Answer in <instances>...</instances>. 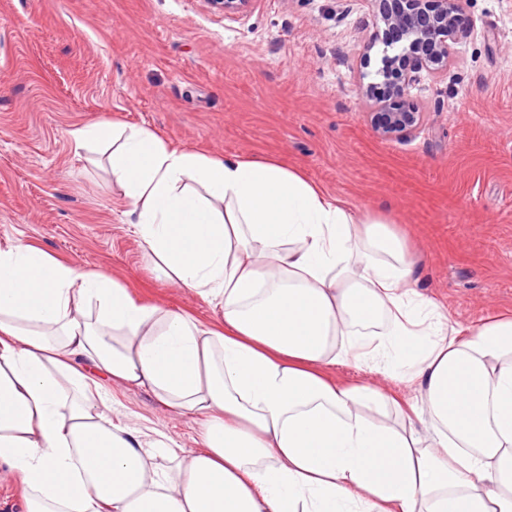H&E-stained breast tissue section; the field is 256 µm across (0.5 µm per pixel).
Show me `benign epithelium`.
Listing matches in <instances>:
<instances>
[{
    "label": "benign epithelium",
    "mask_w": 512,
    "mask_h": 512,
    "mask_svg": "<svg viewBox=\"0 0 512 512\" xmlns=\"http://www.w3.org/2000/svg\"><path fill=\"white\" fill-rule=\"evenodd\" d=\"M208 8L226 17L247 12L251 0H204ZM375 25L360 66L371 64V51L383 45L380 66L359 94L369 107L367 116L381 139L404 138L417 132L423 113L408 98L421 71L448 70L452 45L468 25L466 0H369Z\"/></svg>",
    "instance_id": "1"
}]
</instances>
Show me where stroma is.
Wrapping results in <instances>:
<instances>
[{"label":"stroma","mask_w":512,"mask_h":512,"mask_svg":"<svg viewBox=\"0 0 512 512\" xmlns=\"http://www.w3.org/2000/svg\"><path fill=\"white\" fill-rule=\"evenodd\" d=\"M447 72L409 95L413 135L377 138L358 95L367 0H0V247L23 243L197 319L207 303L154 270L105 154L68 132L116 117L215 157L301 169L353 210L384 212L451 322L512 313V0H466ZM113 420L176 444L199 424L107 385Z\"/></svg>","instance_id":"35a3bbf8"}]
</instances>
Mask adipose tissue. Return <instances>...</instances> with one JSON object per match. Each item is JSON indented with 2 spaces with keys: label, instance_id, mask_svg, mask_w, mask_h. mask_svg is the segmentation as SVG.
I'll return each mask as SVG.
<instances>
[{
  "label": "adipose tissue",
  "instance_id": "1",
  "mask_svg": "<svg viewBox=\"0 0 512 512\" xmlns=\"http://www.w3.org/2000/svg\"><path fill=\"white\" fill-rule=\"evenodd\" d=\"M69 136L111 146L146 255L221 319L0 248V476L26 512H512V315L449 324L392 222L301 170L120 120ZM107 382L199 419L200 448L113 422ZM330 373L345 383L376 385L392 392H400L402 388L398 379L378 373L372 365H358L351 361L337 363L330 368Z\"/></svg>",
  "mask_w": 512,
  "mask_h": 512
}]
</instances>
